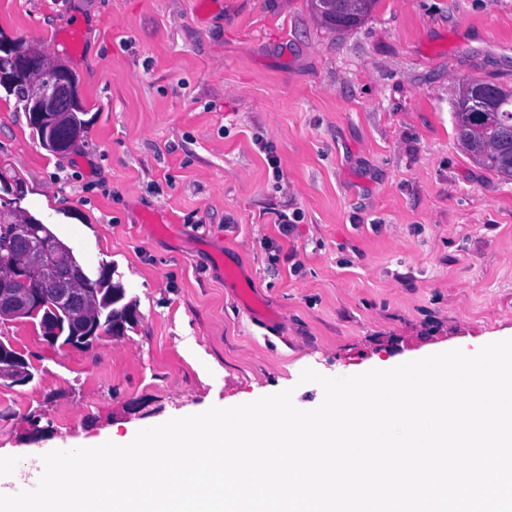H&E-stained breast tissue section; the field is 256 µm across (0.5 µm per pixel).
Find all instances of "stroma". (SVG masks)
I'll use <instances>...</instances> for the list:
<instances>
[{"label": "stroma", "instance_id": "stroma-1", "mask_svg": "<svg viewBox=\"0 0 512 512\" xmlns=\"http://www.w3.org/2000/svg\"><path fill=\"white\" fill-rule=\"evenodd\" d=\"M0 45L71 69L87 122L54 155L0 86V169L137 305L87 350L0 325L34 374L0 379V452L23 458L0 494L39 448L288 388L311 410L304 369L512 338V181L452 106L465 80L512 88V0H378L343 31L309 0H0Z\"/></svg>", "mask_w": 512, "mask_h": 512}]
</instances>
